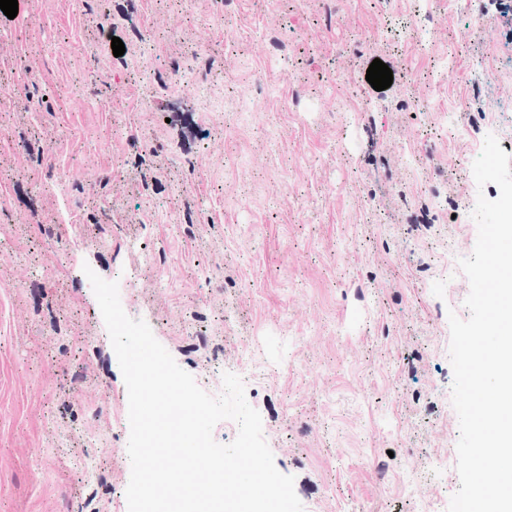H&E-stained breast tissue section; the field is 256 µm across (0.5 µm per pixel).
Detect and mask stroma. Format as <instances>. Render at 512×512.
I'll use <instances>...</instances> for the list:
<instances>
[{
	"mask_svg": "<svg viewBox=\"0 0 512 512\" xmlns=\"http://www.w3.org/2000/svg\"><path fill=\"white\" fill-rule=\"evenodd\" d=\"M479 2L481 38L465 0L0 15V92L27 91L0 105V512H128V394L87 266L204 391L241 377L304 512H447L448 315L469 316L477 239L459 205L485 137L512 139L507 115L465 109L512 54V10ZM184 69L170 110L147 111Z\"/></svg>",
	"mask_w": 512,
	"mask_h": 512,
	"instance_id": "1",
	"label": "stroma"
}]
</instances>
